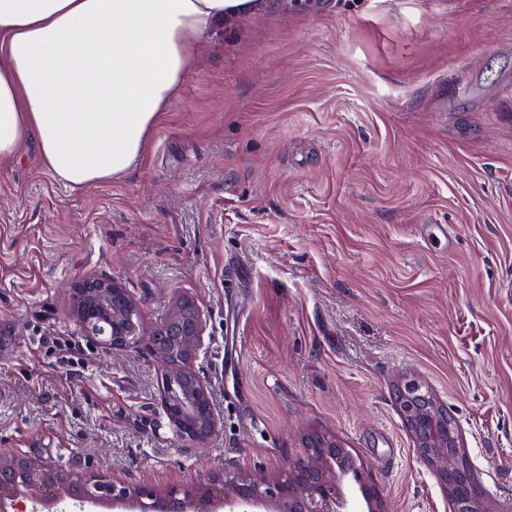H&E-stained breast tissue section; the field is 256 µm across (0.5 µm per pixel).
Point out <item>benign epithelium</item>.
I'll return each instance as SVG.
<instances>
[{
    "instance_id": "7a95c632",
    "label": "benign epithelium",
    "mask_w": 512,
    "mask_h": 512,
    "mask_svg": "<svg viewBox=\"0 0 512 512\" xmlns=\"http://www.w3.org/2000/svg\"><path fill=\"white\" fill-rule=\"evenodd\" d=\"M70 316L84 335L103 348L122 350L140 343L148 346L160 366L169 350L180 352L178 377L182 397L176 405L160 391V407L169 427L181 439L203 444L220 428L206 382L191 367L200 349L205 322L189 303L182 304L166 323L147 334L130 292L109 275L92 274L70 288ZM398 410L420 457L437 467L448 493L451 512H486L472 493L474 480L459 460L461 434L448 414L415 381L406 382L397 395ZM352 455L334 435L313 433L305 457L271 477L238 473L224 476V489L215 485L172 489L162 493L120 479L107 481L96 495L72 472L48 463L35 470L22 460L0 456V512H358V500L348 498L344 482L358 487L366 512H386L376 487L361 469L350 464Z\"/></svg>"
}]
</instances>
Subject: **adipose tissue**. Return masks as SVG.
<instances>
[{
  "label": "adipose tissue",
  "instance_id": "adipose-tissue-1",
  "mask_svg": "<svg viewBox=\"0 0 512 512\" xmlns=\"http://www.w3.org/2000/svg\"><path fill=\"white\" fill-rule=\"evenodd\" d=\"M261 0H0V160L32 140L83 188L121 177L197 46Z\"/></svg>",
  "mask_w": 512,
  "mask_h": 512
}]
</instances>
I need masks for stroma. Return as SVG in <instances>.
<instances>
[{"label":"stroma","mask_w":512,"mask_h":512,"mask_svg":"<svg viewBox=\"0 0 512 512\" xmlns=\"http://www.w3.org/2000/svg\"><path fill=\"white\" fill-rule=\"evenodd\" d=\"M97 273L147 330L202 313L206 444L168 426L145 346L70 317ZM410 379L512 512V0H269L198 46L128 174L66 186L30 141L0 160V450L167 491L326 432L388 512H449L396 408Z\"/></svg>","instance_id":"stroma-1"}]
</instances>
